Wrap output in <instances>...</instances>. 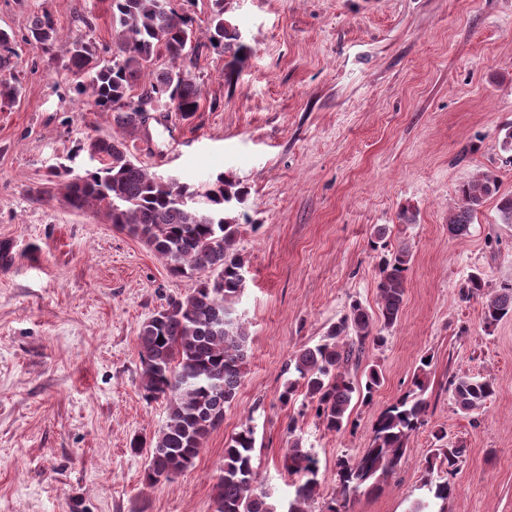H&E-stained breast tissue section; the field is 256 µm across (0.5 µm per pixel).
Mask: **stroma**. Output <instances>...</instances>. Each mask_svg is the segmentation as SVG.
<instances>
[{"label":"stroma","instance_id":"stroma-1","mask_svg":"<svg viewBox=\"0 0 512 512\" xmlns=\"http://www.w3.org/2000/svg\"><path fill=\"white\" fill-rule=\"evenodd\" d=\"M250 54L236 74L200 47L189 70L203 99L188 121L150 123L131 149L140 164L201 185L231 175L247 261L237 310L250 333L237 399L194 469L149 488L146 453L166 419L146 401L142 322L195 286L95 209L69 206L54 170L84 174L89 136H112L108 112L80 102L65 70L72 37L91 16L111 42L112 0H0V28L17 42L20 93L0 107V512H215L224 446L252 420L255 463L271 500L287 504L282 468L296 423L319 461L320 493L336 488L338 457L358 458L379 413L409 387L423 358L429 407L397 472L367 488L351 512H410L427 482L454 487L445 512H512V317L485 327L482 301L462 289L482 271L485 295L512 282V224L489 198L466 235L448 231L458 188L496 176L512 195L499 145L512 123V0H231ZM60 32L52 53L27 40L37 14ZM411 209L416 221L399 220ZM407 244L412 261L399 323L366 349L355 379L377 365L384 382L353 401L328 432L295 417L279 394L284 367L359 301L376 310L380 253ZM488 379L484 408L457 409L449 382ZM445 432L464 456L453 475L427 470Z\"/></svg>","mask_w":512,"mask_h":512}]
</instances>
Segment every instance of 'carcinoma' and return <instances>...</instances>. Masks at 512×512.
Returning <instances> with one entry per match:
<instances>
[{
	"mask_svg": "<svg viewBox=\"0 0 512 512\" xmlns=\"http://www.w3.org/2000/svg\"><path fill=\"white\" fill-rule=\"evenodd\" d=\"M229 0H211L204 29L211 48L231 57L230 68L246 53L238 27L229 16ZM112 44H100L89 34L72 38L66 69L75 77L77 95L85 96L101 112L112 114L119 135L88 137L78 144L97 166L70 177L62 167L64 196L71 207L95 208L115 227L144 242L176 276L196 279L182 298H172L140 327L137 341L142 364V390L148 400L166 401L165 425L153 435L147 451L143 482L154 487L195 465L201 449L224 423V411L238 395L248 357L249 333L237 314L244 289L247 259L238 248L240 224L234 206L246 190L222 173L195 186L167 179L139 165L127 139L136 137L152 119V104L166 102L168 111L184 121L200 108L202 89L184 69L186 58L197 53L196 20L178 12L170 0H112ZM59 38L50 12L33 18L27 39L49 53ZM15 36L0 29V103L14 101L19 71ZM498 193L497 179L481 174L459 188L460 203L448 215V231L468 232L477 211ZM385 231L375 230L374 248L384 250L379 263L376 297L379 315L358 301L314 345H304L285 365L288 379L280 401L288 406L297 393L315 405L316 417L329 432L345 427L354 397L371 399L382 375L371 366L365 381L349 377L347 367L360 360L366 344L380 348L383 331L400 320L411 252L383 242ZM483 322L496 325L512 316V283L483 301ZM426 367L421 363L408 391L378 416L368 448L356 460L336 462L338 483L331 505L320 512H348L351 499L362 489L395 473L407 442L423 422ZM455 405L464 413L481 409L495 393L487 379L461 376L451 382ZM288 448L282 467L292 478L293 493L285 512H314L320 497L318 461L304 447L294 424H288ZM256 438L250 422L240 426L224 448V466L214 486L215 512H278L262 489L255 466ZM462 448H441L428 468L454 471Z\"/></svg>",
	"mask_w": 512,
	"mask_h": 512,
	"instance_id": "obj_1",
	"label": "carcinoma"
}]
</instances>
